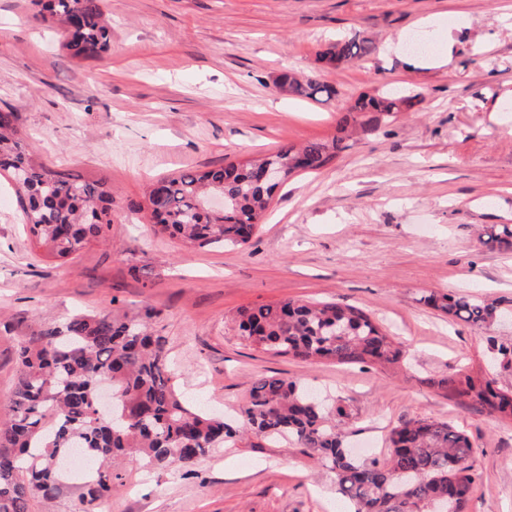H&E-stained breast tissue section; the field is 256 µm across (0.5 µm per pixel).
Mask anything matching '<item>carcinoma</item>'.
<instances>
[{
  "label": "carcinoma",
  "mask_w": 512,
  "mask_h": 512,
  "mask_svg": "<svg viewBox=\"0 0 512 512\" xmlns=\"http://www.w3.org/2000/svg\"><path fill=\"white\" fill-rule=\"evenodd\" d=\"M104 8L105 0H47L41 20L64 30V46L72 56H92L110 41ZM376 53L377 44L368 37L338 38L318 52L320 69L303 76L286 70L275 87L284 95L326 102L336 96V88L324 79L325 70ZM419 102L418 93L361 94L331 139L284 145L258 159L161 178L147 192L151 216L189 249L243 247L264 223L279 188L262 178L267 164L290 173L319 171L336 157L340 134L349 126L374 131ZM17 120L14 112H0V170L11 178L18 169L24 174L16 196L33 243L58 260L69 259L106 238L112 223L106 180L74 177L30 156ZM211 195L224 198V210L207 208ZM481 237L487 245L510 249L512 225L493 224ZM425 302L481 327L502 314L494 302L451 293L430 295ZM157 317L150 308L132 315L77 313L33 331L20 344L12 418L0 425V512H30L36 496L54 498L75 452L99 462L80 494L82 512H97L119 479L109 461L135 454L153 466L188 470L214 447L234 445L246 432L269 441L292 438L336 473L351 512H463L476 485L473 444L450 423L407 421L391 430L384 460L359 463L344 447L337 423L346 416L341 406L326 402L300 379L262 376L241 408L240 430L178 392L165 337L150 331ZM233 321L252 346L301 361L373 366L396 364L402 356L400 344L381 324L348 304L287 299L244 307ZM105 381L112 383L108 419L96 411L98 388ZM430 383L492 416L512 420V390L491 380L453 372Z\"/></svg>",
  "instance_id": "1"
}]
</instances>
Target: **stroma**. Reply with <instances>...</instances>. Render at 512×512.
Returning a JSON list of instances; mask_svg holds the SVG:
<instances>
[{"label":"stroma","mask_w":512,"mask_h":512,"mask_svg":"<svg viewBox=\"0 0 512 512\" xmlns=\"http://www.w3.org/2000/svg\"><path fill=\"white\" fill-rule=\"evenodd\" d=\"M0 0V111L18 116L28 152L112 189L107 240L67 261L24 232L0 179V424L11 416L17 349L77 311L150 307L178 388L236 414L253 381L300 378L344 407L354 457L383 458L390 430L448 421L474 447L465 512H512V420L428 385L464 372L512 387L492 365L512 322L476 328L426 305L432 293L512 301V250L478 239L512 224V0H106L107 53L76 58ZM360 33L378 53L328 70L321 104L278 93L321 47ZM420 93L412 111L360 133L321 171L296 175L243 249H185L144 210L150 179L327 139L361 94ZM288 298L363 309L398 336L395 367L305 363L249 345L238 308ZM104 512H346L336 475L296 442L263 440L200 459L191 475L122 459Z\"/></svg>","instance_id":"obj_1"}]
</instances>
